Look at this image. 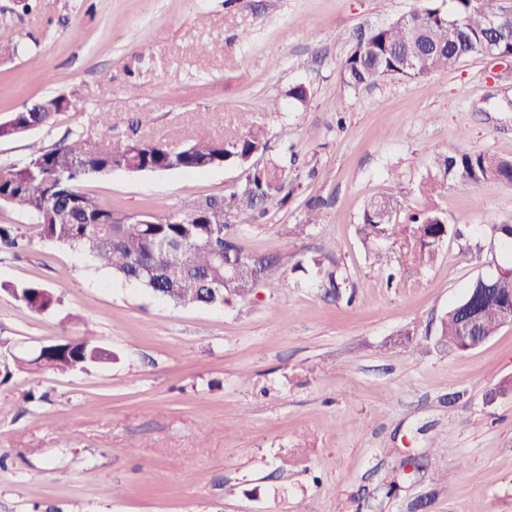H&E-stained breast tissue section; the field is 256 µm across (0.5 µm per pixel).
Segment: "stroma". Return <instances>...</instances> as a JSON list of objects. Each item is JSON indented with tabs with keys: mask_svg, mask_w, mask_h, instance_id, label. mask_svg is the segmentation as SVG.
<instances>
[{
	"mask_svg": "<svg viewBox=\"0 0 512 512\" xmlns=\"http://www.w3.org/2000/svg\"><path fill=\"white\" fill-rule=\"evenodd\" d=\"M432 4L448 0H35L27 14L0 0L18 43L0 56V122L67 100L52 126L0 140V163L71 132L116 148L235 137L245 116L267 132L258 163L292 149L300 183L263 219H231L246 253L278 256L276 287L213 307L157 299L0 206V224L30 237L0 252V339L25 352L89 330L114 354L66 374L31 365L0 385V512H512V393L499 392L512 326L472 350L433 345L448 307L504 258L484 224H512V184L417 191L457 144L512 158V62L470 56L357 90L341 79L370 30ZM298 84L302 104L288 96ZM240 176L116 170L80 188L161 217L229 195ZM383 195L396 224L434 208L462 231L391 283L355 232ZM313 198L324 205L308 225ZM304 257L319 267L297 270ZM26 282L59 306L35 314L4 289Z\"/></svg>",
	"mask_w": 512,
	"mask_h": 512,
	"instance_id": "obj_1",
	"label": "stroma"
}]
</instances>
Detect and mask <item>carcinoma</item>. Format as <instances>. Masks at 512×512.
<instances>
[{"mask_svg":"<svg viewBox=\"0 0 512 512\" xmlns=\"http://www.w3.org/2000/svg\"><path fill=\"white\" fill-rule=\"evenodd\" d=\"M489 10L490 0H450L446 11L427 7L402 17L358 42L343 63L341 78L349 87L358 89L382 77H416L447 70L466 57L482 55L484 15ZM418 53L424 55L422 68L411 71L407 61ZM64 103L62 97L46 98L14 113L11 122L0 126V139L50 124L55 114L64 109ZM266 149V132L255 125L238 137H200L180 147L140 138L114 150L80 136L65 138L34 149L22 165L0 164V197L6 205L28 214L41 237L84 253L117 276L135 281L175 305H214L223 302L226 294L246 298L260 284L277 287L270 272L272 263L263 265L244 254L228 233L230 211L256 220L266 215L267 204L274 200L285 204L294 191L288 163L256 164L255 156ZM222 164L241 170V185L230 196V203H225L222 196L189 199L179 210L155 217L150 224L104 206L78 188L81 180L108 175L114 166L139 172H202ZM433 166L444 183L451 180L476 186L489 179L512 183V159L488 152L456 146L446 154L436 155ZM387 212H396L393 198L372 200L356 225V233L372 247L375 263L390 282L399 272L410 273L431 265L451 227L436 210L414 214L403 230L399 252L395 253L383 246L395 232L394 224L382 220ZM27 244L28 236L21 228L0 224V251H21ZM226 247L233 249L236 257L237 268L232 273L225 271L224 262L220 261ZM5 289L37 314L58 303L38 283L8 284ZM501 297H512V278L501 282L499 297L478 303L482 333L488 339L506 322ZM473 345L475 342L462 338L457 315L447 312L434 346L463 351ZM14 356L9 343L0 341V384L13 377ZM40 361L53 370L71 372L112 361V350L90 334L65 336L56 346L38 350L26 363Z\"/></svg>","mask_w":512,"mask_h":512,"instance_id":"cac0c4a2","label":"carcinoma"}]
</instances>
